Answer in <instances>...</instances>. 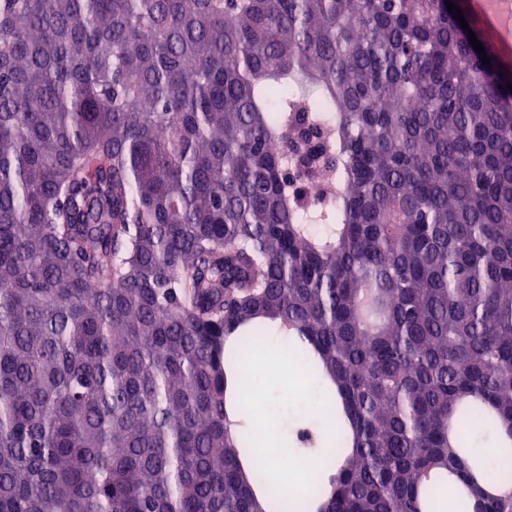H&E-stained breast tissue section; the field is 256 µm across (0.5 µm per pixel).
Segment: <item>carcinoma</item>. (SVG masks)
Returning <instances> with one entry per match:
<instances>
[{"label":"carcinoma","instance_id":"carcinoma-1","mask_svg":"<svg viewBox=\"0 0 512 512\" xmlns=\"http://www.w3.org/2000/svg\"><path fill=\"white\" fill-rule=\"evenodd\" d=\"M510 81L445 0H0V512H278L273 333L304 512H512ZM258 377V394L252 406L255 427L269 426L277 435L280 448L295 456V436L290 428L297 417L307 421L316 417L313 404L320 396L318 383L314 376L288 371L278 372L273 364L256 366Z\"/></svg>","mask_w":512,"mask_h":512}]
</instances>
